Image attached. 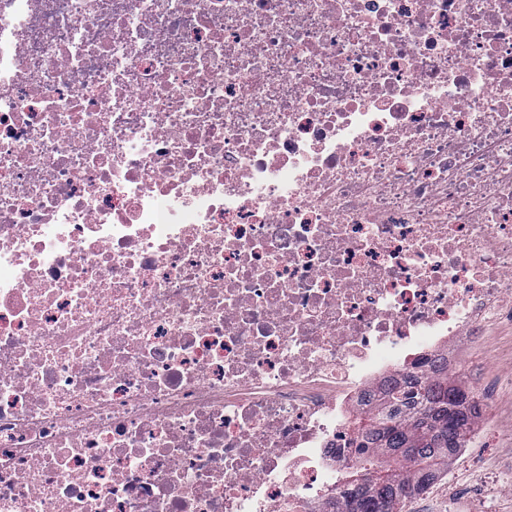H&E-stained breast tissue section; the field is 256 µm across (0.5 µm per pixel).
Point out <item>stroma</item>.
Masks as SVG:
<instances>
[{"instance_id": "stroma-1", "label": "stroma", "mask_w": 512, "mask_h": 512, "mask_svg": "<svg viewBox=\"0 0 512 512\" xmlns=\"http://www.w3.org/2000/svg\"><path fill=\"white\" fill-rule=\"evenodd\" d=\"M454 350L459 365L451 376L471 390L489 391L491 404L449 463L447 477L408 501L405 512H480L473 489L489 473L499 478L491 489L496 512H512V383L500 377L512 365V326H497L481 344L461 342Z\"/></svg>"}]
</instances>
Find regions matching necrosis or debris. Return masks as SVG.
<instances>
[{
    "label": "necrosis or debris",
    "instance_id": "necrosis-or-debris-1",
    "mask_svg": "<svg viewBox=\"0 0 512 512\" xmlns=\"http://www.w3.org/2000/svg\"><path fill=\"white\" fill-rule=\"evenodd\" d=\"M0 35V512H329L347 406L512 319V0Z\"/></svg>",
    "mask_w": 512,
    "mask_h": 512
}]
</instances>
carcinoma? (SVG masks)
<instances>
[{"label":"carcinoma","mask_w":512,"mask_h":512,"mask_svg":"<svg viewBox=\"0 0 512 512\" xmlns=\"http://www.w3.org/2000/svg\"><path fill=\"white\" fill-rule=\"evenodd\" d=\"M481 416L474 393L446 371L421 363L352 424L354 466L386 480L360 489L341 479L336 501L346 512H402L403 505L448 472V462Z\"/></svg>","instance_id":"carcinoma-1"}]
</instances>
